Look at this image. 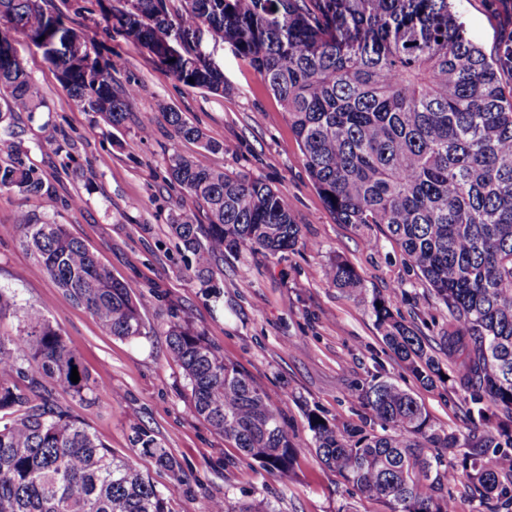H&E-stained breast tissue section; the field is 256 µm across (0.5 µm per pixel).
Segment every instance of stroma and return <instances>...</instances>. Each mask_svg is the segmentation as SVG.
<instances>
[{"instance_id": "1", "label": "stroma", "mask_w": 512, "mask_h": 512, "mask_svg": "<svg viewBox=\"0 0 512 512\" xmlns=\"http://www.w3.org/2000/svg\"><path fill=\"white\" fill-rule=\"evenodd\" d=\"M62 14L91 51L116 64V84H133L138 97L125 123L115 127L71 100L55 68L26 38L16 55L49 109L17 114L12 134H0V158L27 152L44 172L53 201L0 190V292L16 306L49 319L100 383L94 403L60 395L63 406L88 424L108 448L148 474L173 512H206L211 500L266 498L278 512H386L378 501L346 486L318 461L307 412L350 428L365 426L367 411L348 391L383 378L411 391L436 426L467 437L468 393L450 386L421 387L386 345L372 313L377 299L396 297L394 312L443 357L448 310L421 280L384 226L362 230L336 223L303 165L299 144L276 97L247 59L224 42L203 35L201 49L224 72L223 94L193 88L161 73L145 49L121 35H108L96 0H45ZM466 38L497 55L512 31V0H454ZM222 144L207 163L286 191L302 229L298 245L274 256L258 252L224 255L213 263L214 284L194 274L192 255L172 237L169 223L200 202L167 179L171 155H196L195 143L177 136L168 111ZM110 156L108 166L97 160ZM79 206H72V199ZM55 219L95 253L112 276L129 284L144 303L146 336L122 340L105 332L41 274L13 227L21 210ZM347 260L362 286L352 293L324 275L335 257ZM172 321L204 329L208 339L265 387L282 410L300 448L288 484L240 458L210 424L190 411L183 372L164 331ZM149 428L180 461V478L159 471L132 443L133 424Z\"/></svg>"}]
</instances>
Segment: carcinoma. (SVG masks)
Wrapping results in <instances>:
<instances>
[{"label":"carcinoma","mask_w":512,"mask_h":512,"mask_svg":"<svg viewBox=\"0 0 512 512\" xmlns=\"http://www.w3.org/2000/svg\"><path fill=\"white\" fill-rule=\"evenodd\" d=\"M107 26L144 49L196 38L201 28L249 60L279 100L302 161L338 224L384 225L448 308V369L428 355L393 313L395 299L373 303L395 355L427 386L450 383L470 393L471 438L455 461L459 438L432 424L417 398L379 379L356 397L382 432L352 430L307 414L317 457L361 495L388 512H455L444 490L466 479L512 512V100L498 64L472 44L450 0H110ZM23 36L42 49L72 101L122 124L138 96L101 70L75 61L76 33L41 0H0V47ZM163 73L185 85L224 93V74L195 51L157 53ZM194 82H189V79ZM0 130L17 112L46 108L17 57L0 53ZM168 122L199 145L197 158L172 155L170 180L203 204L208 223L177 214L171 231L192 252L198 278L212 260L242 251L276 255L293 249L301 228L288 194L245 175L208 167L201 157L224 149L179 112ZM0 189L50 197L34 164L0 162ZM14 225L38 268L113 336L147 334L143 302L112 277L67 225L27 211ZM325 276L360 288L342 260ZM22 328L0 336V512H172L169 501L129 460L62 409L58 394L90 402L98 383L44 316L22 312ZM191 392V409L224 441L288 483L300 449L271 395L198 328L165 331ZM77 367L79 382L70 380ZM28 379L20 388L16 379ZM499 428L504 440L487 436ZM136 444L157 468L178 479L182 466L152 432L133 426ZM209 512H275L267 500H213Z\"/></svg>","instance_id":"1"}]
</instances>
